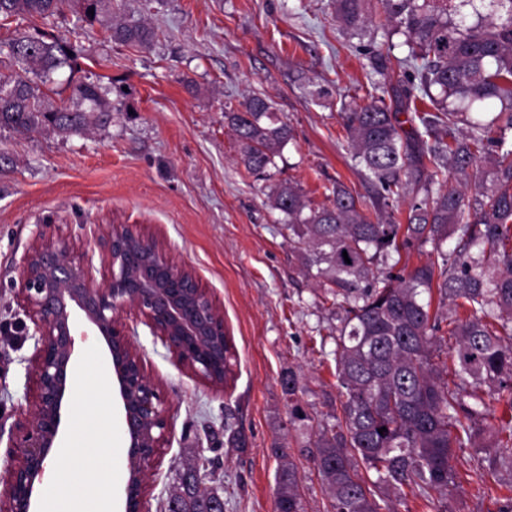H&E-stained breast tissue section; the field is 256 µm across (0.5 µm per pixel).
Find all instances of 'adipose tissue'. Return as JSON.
<instances>
[{
  "instance_id": "ef3b65f1",
  "label": "adipose tissue",
  "mask_w": 512,
  "mask_h": 512,
  "mask_svg": "<svg viewBox=\"0 0 512 512\" xmlns=\"http://www.w3.org/2000/svg\"><path fill=\"white\" fill-rule=\"evenodd\" d=\"M90 403L82 401L76 414L78 438L64 452L63 460H49L45 477L50 495L43 502V512H112V504L103 488V466L112 449V424L108 417L90 419ZM74 473L84 479L76 489L67 481Z\"/></svg>"
}]
</instances>
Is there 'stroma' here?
I'll return each mask as SVG.
<instances>
[{"label":"stroma","instance_id":"35a3bbf8","mask_svg":"<svg viewBox=\"0 0 512 512\" xmlns=\"http://www.w3.org/2000/svg\"><path fill=\"white\" fill-rule=\"evenodd\" d=\"M129 22L152 27L149 48L109 39L101 24L74 14L17 17L0 25V48L16 33L38 30L66 38L78 71L52 74L51 88L69 97V81L94 83L112 106L110 122L84 135L44 130L0 133L12 165L0 171V425L32 415L26 357L33 342L19 332L23 317L15 284L36 235L74 242L92 259V276L109 275L98 237L103 225L132 224L163 242L193 270L224 316L235 359L217 390L156 342L134 312L123 315L134 349L160 385L171 433L151 470L144 512H161L183 464L214 454L218 469L205 485L224 497V512H274L276 474L289 459L306 512H331L311 456L320 425L341 413L336 381V306L325 285L308 276L301 251L273 208V188L297 185L310 206L343 183L363 204L375 187L348 147L341 118L366 103L374 86L387 103L405 80L395 57H376L383 37L380 6L368 0L362 39L336 21L333 0H112ZM269 97L292 138L265 176L247 171L224 112L245 97ZM295 372L308 421L289 423L281 377ZM104 393L97 411L112 420V463L106 489L112 512H125L128 437L104 341L78 324L63 413L61 446L75 436L76 396L91 376ZM247 438L223 441L225 423ZM280 444L284 458L271 451ZM484 451L457 449V478L431 501L404 492L399 512H497L512 475L479 467Z\"/></svg>","mask_w":512,"mask_h":512}]
</instances>
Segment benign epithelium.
Here are the masks:
<instances>
[{"label": "benign epithelium", "instance_id": "benign-epithelium-1", "mask_svg": "<svg viewBox=\"0 0 512 512\" xmlns=\"http://www.w3.org/2000/svg\"><path fill=\"white\" fill-rule=\"evenodd\" d=\"M100 241L111 268L102 285L89 273L92 259L73 258L64 235L38 237L23 258L17 295L33 324L27 375L35 411L10 428L7 447L16 464L7 470L4 512H38L36 491L62 431L77 319L103 338L118 384L130 441L125 512H142L146 478L168 441L170 422L164 397L131 345L123 311H135L194 374L209 383L224 374V316L195 273L131 224L108 225Z\"/></svg>", "mask_w": 512, "mask_h": 512}]
</instances>
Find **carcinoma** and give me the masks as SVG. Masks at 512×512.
I'll use <instances>...</instances> for the list:
<instances>
[{"instance_id":"obj_1","label":"carcinoma","mask_w":512,"mask_h":512,"mask_svg":"<svg viewBox=\"0 0 512 512\" xmlns=\"http://www.w3.org/2000/svg\"><path fill=\"white\" fill-rule=\"evenodd\" d=\"M366 0H334L336 20L362 34ZM387 51L407 74L397 97L426 99L402 132L382 95L342 115L352 157L381 193L371 220L342 183L310 207L281 183L273 207L303 251L306 273L331 285L338 309L336 380L343 419L320 426L314 463L333 512H396L390 493L408 488L428 500L455 485V449L488 435V462L512 472V0H380ZM94 14H88V11ZM109 18L111 39L140 47L154 31L112 14V0H0V18ZM0 75V131L60 134L104 126L110 108L100 87L71 86L72 104L54 105L44 87L55 71L78 67L73 47L40 31L10 40ZM242 161L263 174L291 139L264 97L224 113ZM487 161L493 180L477 166ZM432 170L412 201L407 223L393 203L408 193L411 170ZM454 246L443 249L444 243ZM431 245L436 258L396 269L402 253ZM348 257H343V254ZM350 262H345V259ZM452 315L430 314L433 293ZM448 325L449 336L441 335ZM454 343L448 344V338ZM451 346L452 363L433 362ZM290 422L309 419L295 399L298 379L282 376ZM507 394L511 413L483 426L485 396ZM386 428L380 434L378 429ZM275 512H305L293 464L276 477ZM181 512H209L210 490L191 468L174 493Z\"/></svg>"}]
</instances>
